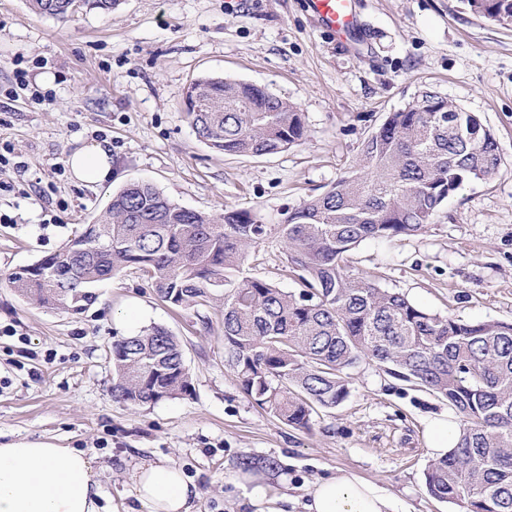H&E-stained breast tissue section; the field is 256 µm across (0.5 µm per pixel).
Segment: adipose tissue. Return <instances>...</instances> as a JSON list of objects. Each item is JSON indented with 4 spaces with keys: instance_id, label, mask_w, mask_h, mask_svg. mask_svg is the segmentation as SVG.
Instances as JSON below:
<instances>
[{
    "instance_id": "ef3b65f1",
    "label": "adipose tissue",
    "mask_w": 512,
    "mask_h": 512,
    "mask_svg": "<svg viewBox=\"0 0 512 512\" xmlns=\"http://www.w3.org/2000/svg\"><path fill=\"white\" fill-rule=\"evenodd\" d=\"M73 176L96 185L112 176L108 142L83 145L67 158ZM136 497L147 512H190L195 486L174 464H146L133 474ZM94 460L71 448L43 443L0 445V512H101ZM306 512H390L375 485L347 474L321 479L308 489Z\"/></svg>"
}]
</instances>
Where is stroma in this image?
Segmentation results:
<instances>
[{"mask_svg":"<svg viewBox=\"0 0 512 512\" xmlns=\"http://www.w3.org/2000/svg\"><path fill=\"white\" fill-rule=\"evenodd\" d=\"M354 3L356 45L325 30L304 0H121L111 13L64 22L26 0H0V444L92 456L106 512H146L132 473L167 462L196 485L192 512H305L309 486L340 473L375 484L393 512H463L432 498L424 480L427 421L457 413L383 366L350 369L348 397L317 410L311 431L297 430L243 393L224 361L217 310L171 307L133 268L99 282L79 314L46 311L6 282L61 249L133 181L208 215L246 209L284 223L359 167L364 141L388 113L427 88L494 133L499 168L452 193L422 234L360 242L347 269L434 314L512 322V24L462 0ZM17 67L29 88L17 87ZM203 75L288 100L304 138L262 157L209 148L185 104ZM35 89L51 104L34 101ZM94 140L112 145V178L86 186L66 158ZM243 274L300 289L274 233L249 249ZM154 326L178 337L191 395L115 401L113 340ZM246 455L263 478L256 502L229 482Z\"/></svg>","mask_w":512,"mask_h":512,"instance_id":"obj_1","label":"stroma"}]
</instances>
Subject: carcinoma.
Segmentation results:
<instances>
[{
	"mask_svg": "<svg viewBox=\"0 0 512 512\" xmlns=\"http://www.w3.org/2000/svg\"><path fill=\"white\" fill-rule=\"evenodd\" d=\"M473 13L512 24V0H463ZM120 0H28L66 21L110 13ZM197 136L231 155L284 151L305 135L302 113L254 84L202 76L188 89ZM500 162L480 119L425 89L391 112L362 147V167L288 213L278 233L299 294L241 276L248 249L270 230L246 210L210 216L130 182L65 246L7 276L23 298L77 314L94 286L133 267L172 306L223 317L224 361L258 406L298 430L342 403L347 371L362 360L448 401L462 428L425 473L427 492L464 512H512V322L441 317L346 270L361 241L422 233L465 181ZM112 397L131 404L189 396L181 345L163 327L112 342Z\"/></svg>",
	"mask_w": 512,
	"mask_h": 512,
	"instance_id": "cac0c4a2",
	"label": "carcinoma"
}]
</instances>
